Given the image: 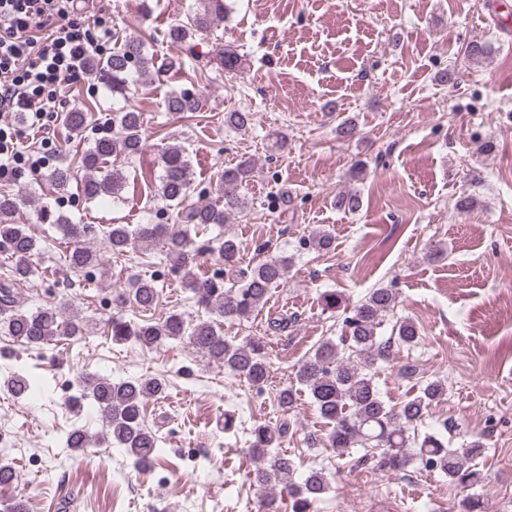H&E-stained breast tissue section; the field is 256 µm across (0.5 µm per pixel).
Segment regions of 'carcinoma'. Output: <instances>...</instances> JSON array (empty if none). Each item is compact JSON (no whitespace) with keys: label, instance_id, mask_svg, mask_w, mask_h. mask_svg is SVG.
I'll return each instance as SVG.
<instances>
[{"label":"carcinoma","instance_id":"cac0c4a2","mask_svg":"<svg viewBox=\"0 0 512 512\" xmlns=\"http://www.w3.org/2000/svg\"><path fill=\"white\" fill-rule=\"evenodd\" d=\"M203 9L172 26L167 38L174 47L182 45L195 34L208 32L228 13L225 0H203ZM97 72L110 79L112 94L126 96L135 76H146L154 68L153 57L145 51V41L128 37L107 55L92 61ZM167 111L193 113L200 111V98L182 90L168 95ZM92 107L64 112L60 121L70 134L80 135L92 119ZM224 122L231 128L245 129L253 124L251 112H227ZM143 151L142 121L135 111L112 113V135L98 138L94 146L81 157L85 174L78 191L86 199L108 196L112 201L123 200L126 176L119 170L101 171L100 161L114 155L136 156ZM161 174L156 196L176 211V223L170 224H111L104 232L106 251L122 255L131 249H150L162 245L165 261L182 272V281L195 298L197 306L207 314L192 323L180 312H170L155 320L133 324L118 317L105 323L114 343L134 341L151 349L169 340L185 338L208 361L224 368L245 381L250 387L262 389L268 381V346L264 338L247 336L238 341L224 335V322L246 319L259 311L271 289L288 282L292 258L272 256L250 268L240 267V244L232 235H223L209 249L196 246L190 228H220L230 223L246 208L243 183L250 176L253 164L244 160L227 168L218 178L216 192L222 205L187 204L191 194L190 159L180 144H170L160 154ZM18 199L0 193V243L8 245L12 261L11 275L0 280V332L28 348H40L57 337H80L83 324L75 316L65 314L66 304L54 307L25 309L19 305L20 285L38 274L37 258L40 246L27 225L15 222ZM336 206L351 213L362 206L360 191L350 188L336 197ZM43 222L59 224L71 248L66 255L68 267L74 271L102 265L100 253L88 243L93 233L88 224H69L46 208L41 211ZM318 250L329 251L334 237L327 229H318L303 240ZM217 254L223 266L220 272L205 278L195 275L194 267L205 252ZM156 277L135 276L129 282L127 298L143 311L156 307L159 299ZM398 303V291L382 286L372 289L349 314L342 319L345 332L338 340L328 338L295 372L297 385H288L278 393V405L284 411L295 407L298 387H303L328 427L326 446L336 450L360 446L369 454L363 461L386 473L404 469L416 462L428 472H438L454 483L478 485L484 475L478 468L485 445L481 438L465 439L458 448L451 439L459 431L453 418L438 424L431 432L419 434L429 407L441 399L447 386L440 379L427 380L413 397L400 405L385 402L377 386L379 363L388 356L391 342L415 346L420 340L417 324L404 318L396 321L393 338L383 340L378 334L386 317ZM3 386L16 398H27L44 385L29 378L24 368L13 371L3 380ZM167 382L160 376L114 380L107 376L85 375L75 384L70 406L79 408L88 401L101 418L105 432L98 441L125 449L133 464L140 466L161 457L159 438L144 420V405L150 399L164 397ZM288 422L276 427L261 424L252 433L250 448L259 465L252 481L260 487H274L288 495L291 512H313L323 498L329 483L320 471L297 475L295 462L287 455L272 452L280 447L288 432ZM65 443L76 455L85 453L90 441L84 431L74 428L65 433ZM19 476L6 454L0 449V488L17 485Z\"/></svg>","mask_w":512,"mask_h":512}]
</instances>
